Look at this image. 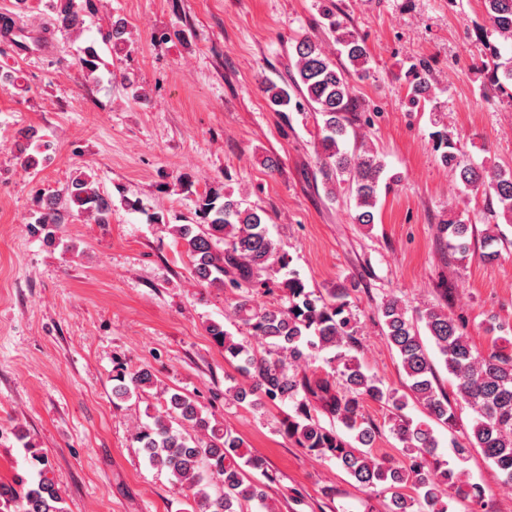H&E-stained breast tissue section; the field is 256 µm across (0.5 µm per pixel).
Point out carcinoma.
<instances>
[{"mask_svg":"<svg viewBox=\"0 0 512 512\" xmlns=\"http://www.w3.org/2000/svg\"><path fill=\"white\" fill-rule=\"evenodd\" d=\"M493 31L512 45V0H483ZM57 28L79 29L92 14L94 0H48ZM333 0H324L321 17L335 35L348 64L330 58L318 43L300 39L293 46L295 74L280 86L269 81L262 86L271 108L280 112L290 104H307L322 116L318 160L325 181L340 184L356 202L359 224L375 221L380 181L385 165L376 151L360 147L352 154L344 149L354 106L350 73L369 74V51L363 39L336 18ZM125 22L112 21L103 43H122ZM489 79L512 99V58L500 61V50L490 48ZM408 104L417 112L436 110L429 79V65L421 60L407 71ZM440 162L466 189H483L496 199L505 223H512V171L501 166L486 168L461 160V139L448 132V125L432 133ZM23 161L37 165L47 159L49 144L33 128L19 132L14 143ZM70 209L50 206L38 212L34 223L46 236L53 227L68 223L67 216H85L97 224L109 223L112 202L92 177L73 180L68 189ZM197 224H175L172 232L184 247L190 273L204 288L224 287L229 277L238 295L231 304L230 318L246 328L262 347L257 351L238 341L223 323L210 322L207 333L224 349V359L236 363L246 386H231L227 392L238 403L261 407L267 402L288 406L279 421V432L304 452L345 470L361 487L383 496L387 512H448V501L463 495L477 503L483 488L463 480V471L448 466L437 454L433 425L451 426L455 421L448 395L439 391L434 362L426 343H431L448 374L455 381L460 401L475 413L466 443L450 441L460 462L478 450L499 470L502 481L512 485V353L500 348L487 356L473 351L463 326L447 313L428 308L408 315L395 295L382 298L378 311L389 346L398 355L408 382V392L387 388L374 375L363 371L350 354L355 333L350 289L343 285L309 289L293 272L278 283L282 302L273 308L257 305L254 290L268 287L261 273L289 261L269 234L264 212L235 199L230 193L210 191L199 197ZM448 247L466 257L473 225L460 217L440 224ZM326 352L331 371L321 374L311 368L314 356ZM114 392L126 396L154 385L153 374L139 368L117 375ZM368 400L391 408L389 431L402 445V458H378L372 453L375 431L363 414ZM422 406L426 419L414 421L404 414L409 403ZM334 424L325 426L320 416ZM134 440L149 465L169 474L175 483L193 489L194 512H248L257 504L262 512H275L266 503L265 484L249 476L251 471L267 475L263 459L249 454L233 431L205 413L190 395L172 392L152 422L141 426ZM29 464L37 476L16 473L9 482L0 481V507L15 512H65L59 488L48 477V456L30 450Z\"/></svg>","mask_w":512,"mask_h":512,"instance_id":"obj_1","label":"carcinoma"}]
</instances>
